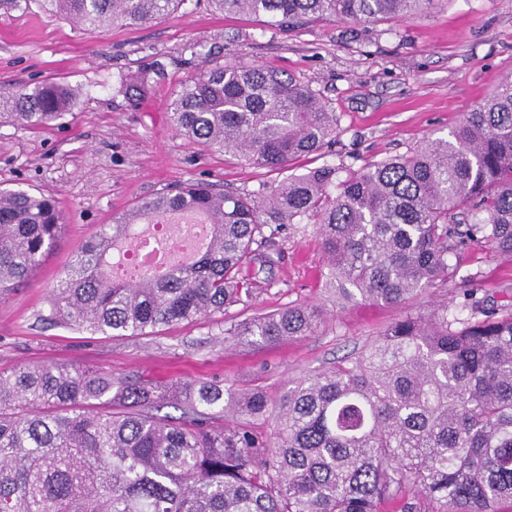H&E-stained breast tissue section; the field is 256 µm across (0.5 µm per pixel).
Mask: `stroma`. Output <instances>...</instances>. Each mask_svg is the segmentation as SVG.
Listing matches in <instances>:
<instances>
[{"instance_id":"1","label":"stroma","mask_w":512,"mask_h":512,"mask_svg":"<svg viewBox=\"0 0 512 512\" xmlns=\"http://www.w3.org/2000/svg\"><path fill=\"white\" fill-rule=\"evenodd\" d=\"M153 61L163 73L130 100L121 79ZM234 62L294 77L336 112L334 144L299 169L356 170L447 136L463 112L512 75V0H439L415 19L369 28L317 22L289 32L212 12L205 0H188L161 22L100 33L35 4L0 15V90L60 80L79 93L74 110L47 127L0 119V185L55 198L65 218L57 247L30 279L0 293V371L57 361L129 380H226L276 398L291 382L359 352L406 311L460 302L463 289L478 287L487 306L512 307V253L488 241L461 246L451 257L454 281L407 305L336 306L313 229L298 224L279 235L277 263L255 264L249 296L225 314L143 336L94 335L48 321V287L114 214L180 183L248 193L277 180L232 152L190 144L171 127L174 88L204 68ZM294 304L319 311L315 335L260 345L224 336L225 322Z\"/></svg>"}]
</instances>
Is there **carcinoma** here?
Wrapping results in <instances>:
<instances>
[{"label": "carcinoma", "mask_w": 512, "mask_h": 512, "mask_svg": "<svg viewBox=\"0 0 512 512\" xmlns=\"http://www.w3.org/2000/svg\"><path fill=\"white\" fill-rule=\"evenodd\" d=\"M280 31L314 22L368 26L422 17L438 0H207ZM187 0H39L96 30L164 20ZM152 62L121 80L145 91ZM65 82L0 92V117L40 127L71 111ZM177 133L210 151L286 172L335 141L336 113L309 86L229 63L180 84ZM193 214L208 247L188 265L136 280L118 274L143 224ZM55 202L0 187V290L26 282L54 250ZM311 224L336 299L402 304L456 276L457 239L512 253V76L446 138L357 171L325 164L269 193L174 186L112 217L48 291L49 319L104 336H138L242 301L270 232ZM461 305L408 312L355 357L272 399L230 383L112 381L56 361L0 372V512H499L512 501V311ZM469 310L467 319L459 310ZM318 312L291 305L224 328L250 343L311 336ZM181 407L174 418L160 414ZM269 421L272 431L230 417Z\"/></svg>", "instance_id": "carcinoma-1"}]
</instances>
